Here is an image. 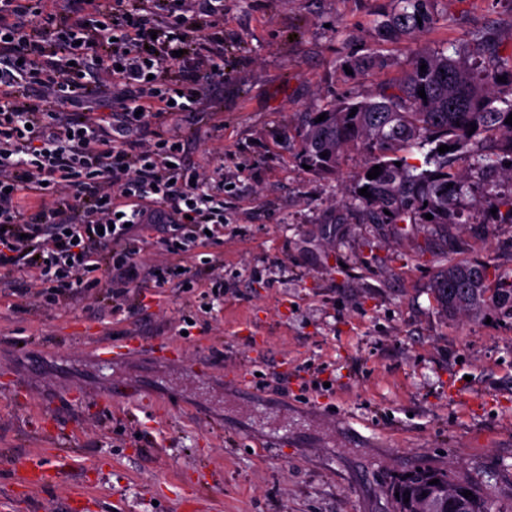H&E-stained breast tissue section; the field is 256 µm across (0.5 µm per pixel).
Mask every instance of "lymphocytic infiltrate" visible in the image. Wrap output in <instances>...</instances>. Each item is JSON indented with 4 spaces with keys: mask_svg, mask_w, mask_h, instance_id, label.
Listing matches in <instances>:
<instances>
[{
    "mask_svg": "<svg viewBox=\"0 0 512 512\" xmlns=\"http://www.w3.org/2000/svg\"><path fill=\"white\" fill-rule=\"evenodd\" d=\"M223 33L224 0H0V271L31 302L138 285L157 225L174 270L223 229L222 171L184 167L167 125L223 79Z\"/></svg>",
    "mask_w": 512,
    "mask_h": 512,
    "instance_id": "lymphocytic-infiltrate-1",
    "label": "lymphocytic infiltrate"
}]
</instances>
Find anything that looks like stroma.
<instances>
[{
  "mask_svg": "<svg viewBox=\"0 0 512 512\" xmlns=\"http://www.w3.org/2000/svg\"><path fill=\"white\" fill-rule=\"evenodd\" d=\"M385 3L224 0V78L168 121L187 165L224 171V233L187 260L223 303L175 277L32 306L27 274L0 272V512H392L389 482L433 467L512 512V318L437 310L427 225L334 223L360 154L335 177L298 160L303 113L406 63L372 31ZM436 8L451 21L421 45L488 28L512 50V0ZM372 49L390 67L342 81L337 58ZM457 234L455 259L512 276V224L477 208ZM116 384L139 403H114ZM59 448L56 484L15 486L18 459Z\"/></svg>",
  "mask_w": 512,
  "mask_h": 512,
  "instance_id": "1",
  "label": "stroma"
}]
</instances>
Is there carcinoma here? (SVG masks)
I'll return each mask as SVG.
<instances>
[{
  "label": "carcinoma",
  "mask_w": 512,
  "mask_h": 512,
  "mask_svg": "<svg viewBox=\"0 0 512 512\" xmlns=\"http://www.w3.org/2000/svg\"><path fill=\"white\" fill-rule=\"evenodd\" d=\"M435 3L388 0L387 7L375 12L380 40L413 41L435 28L441 21ZM471 40L491 51L492 67L470 63L466 44L415 49L402 74L382 83L375 94L360 100L344 97L305 114L299 129V161L312 172L336 174L349 151L363 157L350 176L343 208L363 212L372 224H399L402 232L408 224L428 223L431 236L451 247L456 245L453 229L467 199L474 206L497 209V223L512 224V125L505 123L512 114V52L501 55L487 32H474ZM450 47L453 54L448 55ZM389 66L387 57L373 51L344 57L338 70L344 76L349 67L357 75ZM500 76L506 82L498 81ZM421 89L424 99L418 95ZM323 113L326 119L315 122ZM442 145L451 150L439 152ZM414 150L420 158L412 162ZM508 161L511 166L506 168ZM376 165L381 168L379 176L367 178ZM496 173L507 179L508 190L492 180ZM477 178L485 181L478 194ZM364 187L371 197L358 193ZM427 214L432 219H426ZM430 291L438 310L448 316L477 317L493 307L512 317V280L488 262L450 259L436 272ZM433 479L439 483L429 484ZM466 490L472 496L464 497ZM390 492L399 493L395 512H408L416 506L414 497L423 493L431 495L436 512L494 509L479 487L437 470H414L398 479Z\"/></svg>",
  "instance_id": "obj_1"
}]
</instances>
